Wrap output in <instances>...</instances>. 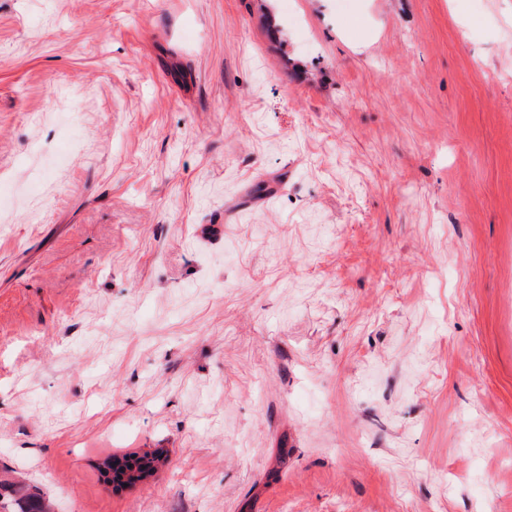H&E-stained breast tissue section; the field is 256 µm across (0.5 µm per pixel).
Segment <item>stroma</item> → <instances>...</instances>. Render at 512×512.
Wrapping results in <instances>:
<instances>
[{"label": "stroma", "instance_id": "1", "mask_svg": "<svg viewBox=\"0 0 512 512\" xmlns=\"http://www.w3.org/2000/svg\"><path fill=\"white\" fill-rule=\"evenodd\" d=\"M16 486L512 512V0H0Z\"/></svg>", "mask_w": 512, "mask_h": 512}]
</instances>
